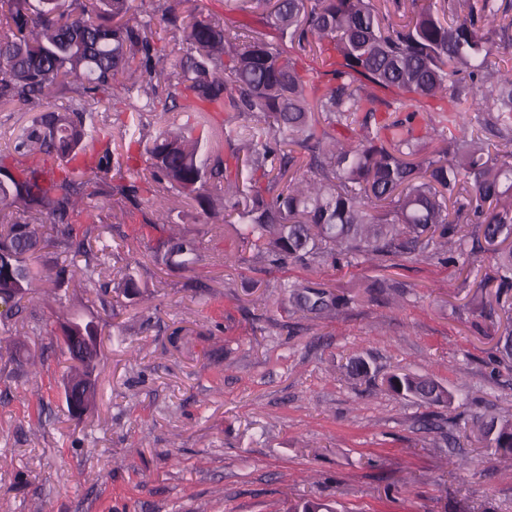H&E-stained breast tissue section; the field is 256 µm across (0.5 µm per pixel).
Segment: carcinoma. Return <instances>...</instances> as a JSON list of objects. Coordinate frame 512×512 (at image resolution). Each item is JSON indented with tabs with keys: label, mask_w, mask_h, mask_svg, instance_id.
I'll return each instance as SVG.
<instances>
[{
	"label": "carcinoma",
	"mask_w": 512,
	"mask_h": 512,
	"mask_svg": "<svg viewBox=\"0 0 512 512\" xmlns=\"http://www.w3.org/2000/svg\"><path fill=\"white\" fill-rule=\"evenodd\" d=\"M0 0V104L40 106L70 89L95 103H122L136 113L188 109L224 113L228 152L207 150L190 126L145 142L150 175L161 194L151 202L155 225L169 223L167 192L213 204L211 190L226 186L224 211L244 226L243 239L274 260L362 252L383 257L427 249L435 238L467 254L482 239L498 260L497 296L512 289V150L494 151L479 135L448 138L466 128L470 110L487 113L484 126L512 131V69L497 61L496 41L512 44L505 26L482 23L500 11L497 0H447V9L418 8L409 20H386L375 0H248L275 36L242 34L201 12L179 16L161 0L160 21L181 33L171 66L178 81L161 86L157 66L167 50L137 18L136 0ZM322 67H304L308 56ZM353 137L336 139V127ZM110 153L112 131L85 106L36 115L16 149L58 161L59 179L38 167L16 175L0 163V295L19 306L38 273L31 255L55 249L57 275L81 255L85 271L98 262L70 216L86 188L100 179L82 161L95 144ZM311 173L297 177L302 168ZM142 175L109 186L139 205ZM47 215L55 234L30 223ZM472 224L467 234L461 225ZM193 238L170 237L154 251L168 267L189 269L198 259ZM62 323L55 336L71 361L66 405L78 394L89 410L99 349L87 357ZM399 396L425 404L453 395L429 378L387 377ZM470 435L512 457V418L479 415ZM290 512H335L304 500Z\"/></svg>",
	"instance_id": "cac0c4a2"
}]
</instances>
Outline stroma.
<instances>
[{"mask_svg":"<svg viewBox=\"0 0 512 512\" xmlns=\"http://www.w3.org/2000/svg\"><path fill=\"white\" fill-rule=\"evenodd\" d=\"M266 32L241 0H180ZM34 117L0 105V154L13 171ZM100 263L60 290L36 282L0 319V512H288L301 498L338 512H512V458L466 439L475 415H512V361L497 364L505 315L476 310L447 246L273 265L222 215L171 197L152 209L95 195ZM196 239L194 271L155 263L160 237ZM132 274L142 293L117 296ZM327 301L310 311L299 294ZM104 322L92 409L70 418L60 321ZM361 358L368 376L352 371ZM394 372L430 377L449 404L391 392Z\"/></svg>","mask_w":512,"mask_h":512,"instance_id":"35a3bbf8","label":"stroma"}]
</instances>
